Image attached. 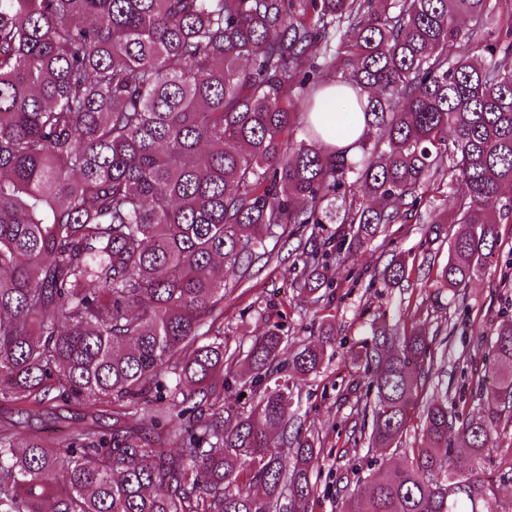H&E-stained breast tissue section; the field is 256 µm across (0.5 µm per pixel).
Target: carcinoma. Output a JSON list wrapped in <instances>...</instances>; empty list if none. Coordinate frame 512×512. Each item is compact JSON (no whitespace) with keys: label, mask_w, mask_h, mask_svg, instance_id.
Here are the masks:
<instances>
[{"label":"carcinoma","mask_w":512,"mask_h":512,"mask_svg":"<svg viewBox=\"0 0 512 512\" xmlns=\"http://www.w3.org/2000/svg\"><path fill=\"white\" fill-rule=\"evenodd\" d=\"M491 0H0V401L112 409L67 443L0 430V512H307L320 449L296 433L287 363L317 374L336 343L286 351L271 322L246 355L248 409L217 391L219 259L246 272L266 242L334 224L306 253L303 290L333 251L370 243L437 176L466 186L438 288L465 287L512 220V15L486 41ZM324 45L316 59L310 52ZM368 117L355 153L309 120L324 75ZM306 95L305 110L293 103ZM367 99H362V94ZM365 200L355 199V190ZM403 260L384 270L407 278ZM350 352L374 398L369 443L425 440L342 512H494L478 477L512 424V323L495 331L467 420L448 388L423 395L431 340L373 327ZM142 411L136 423L126 410ZM466 451L454 453L451 439ZM176 440L179 446L166 447Z\"/></svg>","instance_id":"cac0c4a2"}]
</instances>
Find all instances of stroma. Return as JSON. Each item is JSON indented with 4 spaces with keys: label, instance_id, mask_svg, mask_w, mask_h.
<instances>
[{
    "label": "stroma",
    "instance_id": "obj_1",
    "mask_svg": "<svg viewBox=\"0 0 512 512\" xmlns=\"http://www.w3.org/2000/svg\"><path fill=\"white\" fill-rule=\"evenodd\" d=\"M460 183L440 178L418 192L413 214L361 249L332 261L329 283L316 294L301 292L310 273L301 255L322 246L334 232L331 224H311L303 232L268 243L270 255L248 276L224 269L229 290L224 297V342L240 359L237 371L265 319L278 321L289 345L317 341L323 324H332L343 345L334 346L318 374L294 381V425L314 437L321 450L316 462L318 491L309 512H338L337 505L384 460L401 461V452L371 448L361 434L369 430L363 413L366 378L348 345L365 336L371 323L424 322L433 339L436 364L445 365L456 414H478L485 402L481 390L490 337L512 321V222L500 225L499 245L468 286L457 291L431 287V265L448 259L447 242L427 243L426 222L447 219L463 195ZM406 257L408 278L389 286L382 274L394 256ZM91 419L90 410L60 406L54 413L31 417L20 433L36 432L58 440L73 437Z\"/></svg>",
    "mask_w": 512,
    "mask_h": 512
}]
</instances>
